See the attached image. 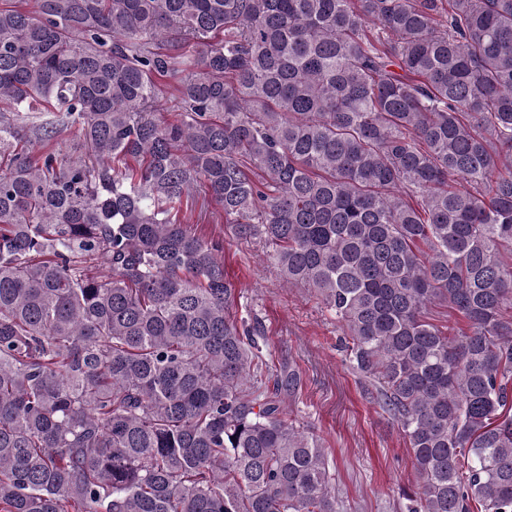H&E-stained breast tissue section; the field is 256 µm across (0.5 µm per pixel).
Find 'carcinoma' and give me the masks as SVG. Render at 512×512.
Returning <instances> with one entry per match:
<instances>
[{
  "mask_svg": "<svg viewBox=\"0 0 512 512\" xmlns=\"http://www.w3.org/2000/svg\"><path fill=\"white\" fill-rule=\"evenodd\" d=\"M214 204L349 337L406 512H512V0L1 4L0 512H340ZM430 321L435 325L448 331L456 332L459 328H465L466 322L462 317L453 309L448 307V304L443 302H435L429 307Z\"/></svg>",
  "mask_w": 512,
  "mask_h": 512,
  "instance_id": "carcinoma-1",
  "label": "carcinoma"
}]
</instances>
